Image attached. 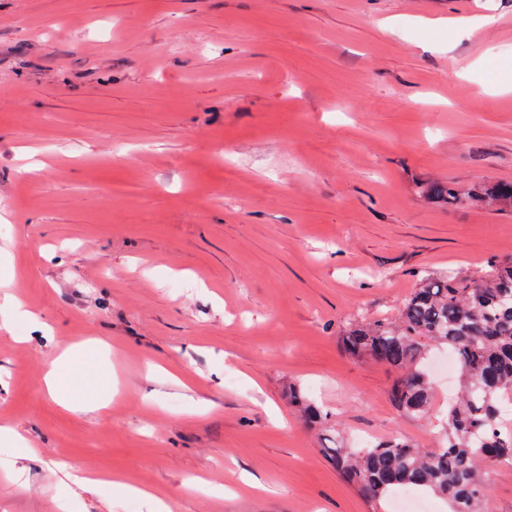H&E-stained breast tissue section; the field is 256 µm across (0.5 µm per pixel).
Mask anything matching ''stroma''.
Segmentation results:
<instances>
[{
    "label": "stroma",
    "mask_w": 512,
    "mask_h": 512,
    "mask_svg": "<svg viewBox=\"0 0 512 512\" xmlns=\"http://www.w3.org/2000/svg\"><path fill=\"white\" fill-rule=\"evenodd\" d=\"M426 179L512 182V0H0V512H148L63 462L170 512H392L323 450L436 447L458 378L401 414L339 334L512 258V211ZM89 338L108 414L43 388ZM288 397L292 404L302 406L304 408L306 420L309 426L317 427L319 425H324L327 413H324L321 407L312 404H306L302 395L295 388H290Z\"/></svg>",
    "instance_id": "1"
}]
</instances>
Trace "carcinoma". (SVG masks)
<instances>
[{
	"mask_svg": "<svg viewBox=\"0 0 512 512\" xmlns=\"http://www.w3.org/2000/svg\"><path fill=\"white\" fill-rule=\"evenodd\" d=\"M430 196L450 207L494 210L512 206V184L460 188L448 182L431 187ZM416 277L396 320L355 323L340 335V346L353 358L367 357L397 372L389 398L408 416L425 415L433 402L425 351L447 347L463 386L448 402L442 444L427 449L391 439L324 452L342 479L375 503L411 488L442 499L448 512H481L486 466L512 460V425L502 418L503 405L512 403V260L474 275ZM288 397L304 408L309 426L325 423L323 409L305 403L297 389H290Z\"/></svg>",
	"mask_w": 512,
	"mask_h": 512,
	"instance_id": "obj_1",
	"label": "carcinoma"
}]
</instances>
